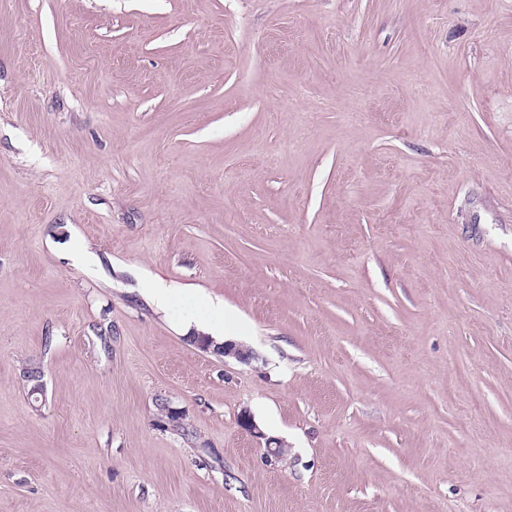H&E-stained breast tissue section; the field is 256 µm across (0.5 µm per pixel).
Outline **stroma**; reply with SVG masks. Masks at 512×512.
<instances>
[{
	"instance_id": "35a3bbf8",
	"label": "stroma",
	"mask_w": 512,
	"mask_h": 512,
	"mask_svg": "<svg viewBox=\"0 0 512 512\" xmlns=\"http://www.w3.org/2000/svg\"><path fill=\"white\" fill-rule=\"evenodd\" d=\"M0 512H512V0H0ZM208 308L211 315L198 319L196 322V329L198 331L208 333L209 337L215 340L217 344L224 343L222 346H217L216 349L224 353V358L232 357L242 363H249L253 358V352L245 346L235 343L226 342L224 337V307L220 302H208ZM223 313V317H222ZM240 423L245 431H247L251 436L264 440V448L268 454L279 457L284 452V448H282V442L276 438L268 437L266 434L259 428L257 423L251 417L250 414H241ZM281 450L280 454L278 453Z\"/></svg>"
}]
</instances>
